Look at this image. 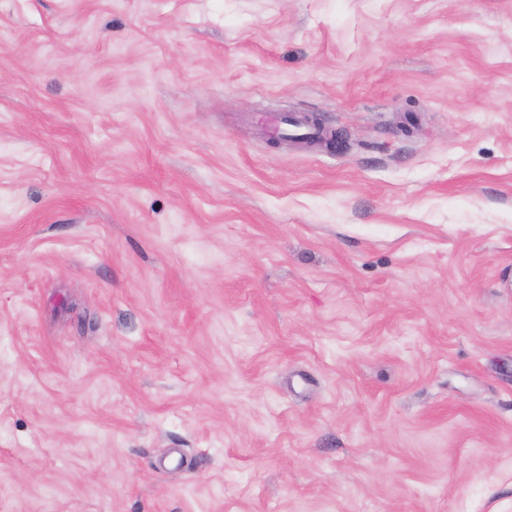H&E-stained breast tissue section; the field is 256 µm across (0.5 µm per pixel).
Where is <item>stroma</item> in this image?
<instances>
[{
    "label": "stroma",
    "instance_id": "stroma-1",
    "mask_svg": "<svg viewBox=\"0 0 512 512\" xmlns=\"http://www.w3.org/2000/svg\"><path fill=\"white\" fill-rule=\"evenodd\" d=\"M0 512H512V0H0Z\"/></svg>",
    "mask_w": 512,
    "mask_h": 512
}]
</instances>
